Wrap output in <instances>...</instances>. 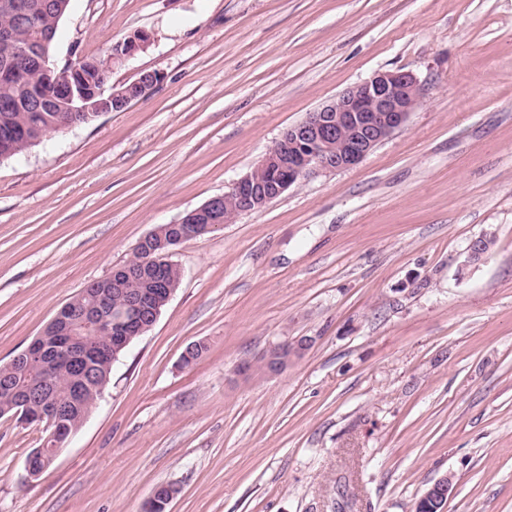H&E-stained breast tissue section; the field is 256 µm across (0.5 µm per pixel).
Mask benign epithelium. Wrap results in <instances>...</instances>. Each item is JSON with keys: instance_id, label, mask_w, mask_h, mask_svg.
I'll list each match as a JSON object with an SVG mask.
<instances>
[{"instance_id": "obj_1", "label": "benign epithelium", "mask_w": 512, "mask_h": 512, "mask_svg": "<svg viewBox=\"0 0 512 512\" xmlns=\"http://www.w3.org/2000/svg\"><path fill=\"white\" fill-rule=\"evenodd\" d=\"M149 42L148 34L136 33L114 45L107 55L78 57L59 72L44 64L41 67L42 82L64 95L69 102L80 101L81 106L76 108L78 112L92 108L107 112L113 101L124 107L145 97L159 83V73L142 70L125 87L104 83L87 89V72H110L114 64L133 57ZM421 105V89L412 73L402 70L376 72L289 127L278 142L266 150L252 172L234 182L224 194L214 196L187 212L179 223L196 224L200 233H210L227 223L223 209L224 201L229 197L235 199L239 211L257 212L305 179L321 172L352 168L401 128ZM262 171H284L288 176L276 182H261L255 173ZM173 228V224L158 226L142 237L137 247L156 253L157 240L164 239V234ZM311 343V338L301 337L271 350V360L274 361L271 372L281 373L288 369L292 361L305 354ZM62 409L63 406H56L47 417L39 412L33 414L26 407L20 415L23 421L36 417L43 423L46 436L39 452L48 454L51 464L59 453L57 437L62 431ZM450 485L451 479L444 477L432 486L436 512H444Z\"/></svg>"}]
</instances>
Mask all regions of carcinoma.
I'll list each match as a JSON object with an SVG mask.
<instances>
[{"label": "carcinoma", "mask_w": 512, "mask_h": 512, "mask_svg": "<svg viewBox=\"0 0 512 512\" xmlns=\"http://www.w3.org/2000/svg\"><path fill=\"white\" fill-rule=\"evenodd\" d=\"M71 0H0V30L10 29L12 45L32 46L49 40L53 50L59 23ZM38 55L13 53L3 58L0 48V160L24 153L52 133L93 121L97 112H73L67 106L35 110L25 101L41 93ZM119 288H88L67 303L59 319L43 331L45 351L37 367L25 370L11 366L0 370V417L13 415L29 399L47 407L57 402L70 404L65 418L64 438L81 426L96 406L109 383L112 366L125 352L110 333L88 332L80 321L83 310L97 306L113 318L128 299L141 296L157 302L159 288L175 291L181 272L175 264L160 270L149 254L136 252L117 272Z\"/></svg>", "instance_id": "carcinoma-1"}]
</instances>
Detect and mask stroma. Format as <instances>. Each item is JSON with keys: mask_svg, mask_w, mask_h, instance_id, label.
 <instances>
[{"mask_svg": "<svg viewBox=\"0 0 512 512\" xmlns=\"http://www.w3.org/2000/svg\"><path fill=\"white\" fill-rule=\"evenodd\" d=\"M139 31L112 81L155 89L0 161L1 364L346 88L409 71L423 104L176 247L179 287L39 480L41 426L0 418V512H141L162 483L170 512H413L445 476L446 512H512V0H72L51 63ZM312 340L310 337H300L290 343L285 342L272 349L270 359L274 361L273 368L269 373H281L288 369V365L296 359L301 358L310 348Z\"/></svg>", "mask_w": 512, "mask_h": 512, "instance_id": "obj_1", "label": "stroma"}]
</instances>
